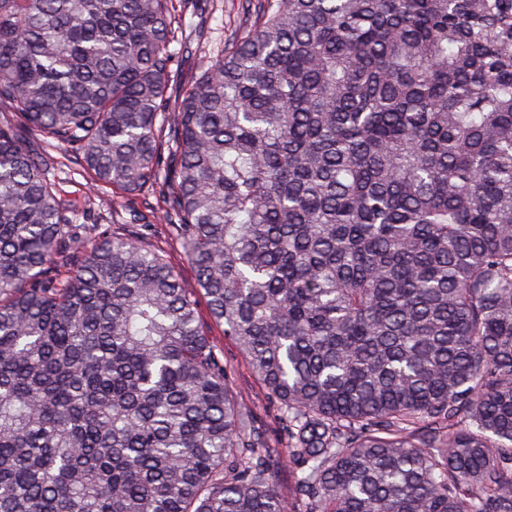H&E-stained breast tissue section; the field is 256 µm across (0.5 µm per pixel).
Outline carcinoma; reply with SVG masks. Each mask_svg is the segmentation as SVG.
Wrapping results in <instances>:
<instances>
[{"label": "carcinoma", "mask_w": 512, "mask_h": 512, "mask_svg": "<svg viewBox=\"0 0 512 512\" xmlns=\"http://www.w3.org/2000/svg\"><path fill=\"white\" fill-rule=\"evenodd\" d=\"M244 2L171 105L193 0H0V102L196 274L0 122V512H512V0ZM29 138L32 148L36 153H44L48 151L54 156L58 164L55 169L51 170L49 177L57 185L59 184L63 190L70 193H75L79 196L81 193L90 192L89 175L85 172H79L77 167L68 160V154H71L70 148L66 145H61L56 142L47 144L42 138L30 136L25 133ZM112 195L118 196L117 200L120 201L122 205H124V207L116 208L115 212L113 213L111 211V213L107 216V219L105 221H100L98 215L91 214V216L79 217L77 223L105 224L106 226L111 225L110 229L118 233L126 232L124 231V229L132 230L138 228V230L141 233H144L148 242L154 245H158L168 251L171 261L175 266L176 270L179 272L183 281L189 287H194V269L189 264L181 243L174 237L168 226L154 221V224L147 229H144L137 225L126 224V221L129 219L128 209H135L139 212H142L143 214L151 215L150 210L152 209V207L156 206L157 202L154 190L149 186L146 187L142 192H140L139 195L127 196L116 187L111 186L106 188L105 196L111 199ZM201 320L208 326L209 334L224 352V361L232 367L233 381L236 392L242 396L248 405L254 407L257 424L265 430L272 442L276 439L275 410L262 398V390L250 367L240 358L235 347L224 339L223 327L214 323L209 311L202 301L199 305Z\"/></svg>", "instance_id": "carcinoma-1"}]
</instances>
